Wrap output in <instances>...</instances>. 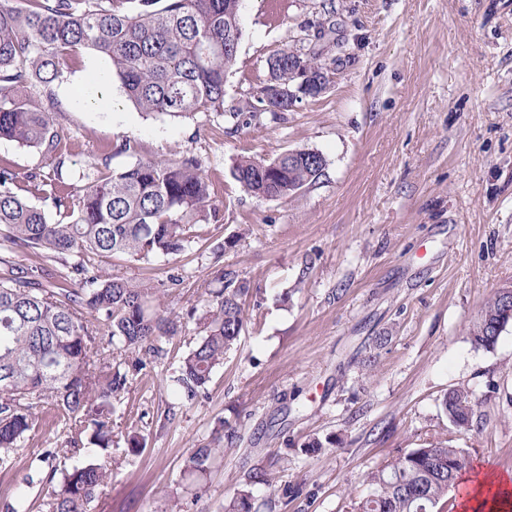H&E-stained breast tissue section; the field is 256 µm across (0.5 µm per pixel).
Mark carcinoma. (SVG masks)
Wrapping results in <instances>:
<instances>
[{"label":"carcinoma","instance_id":"obj_1","mask_svg":"<svg viewBox=\"0 0 512 512\" xmlns=\"http://www.w3.org/2000/svg\"><path fill=\"white\" fill-rule=\"evenodd\" d=\"M239 0H0V138L40 150L53 164V177H28L30 191L51 200L58 219L18 192V175L0 165V228L5 240L32 252L25 265L0 259V469L13 464L16 448L46 424L75 433L103 452L112 448L115 402L127 373L112 363V350L141 371L162 351L159 342L177 333V322L161 310L160 293L150 280L131 281L97 269V257L123 255L149 263L158 255H177L197 238L194 227L216 213L200 159H140L109 170L96 163L78 175L71 189L62 181L63 136L56 128L57 103L49 89L92 50L107 58L128 99L147 114L193 117L224 111V81L236 63L240 33ZM303 37L267 60L269 77L254 100L232 109L248 125L259 112L288 111V90L302 78L288 76V63L316 75L328 74L314 51L319 33L299 26ZM288 162L284 151L272 160L242 157L235 178L255 196L284 199L316 184L324 158ZM68 255L75 261L65 274L46 283L40 258ZM246 284H225L203 300L198 325L203 332L180 365L177 392L195 399L245 326L242 298ZM512 315L496 291L469 330L470 341L490 350ZM476 400L465 388L442 400L449 423L458 431L473 423ZM222 451L220 439L191 454L186 471L201 481ZM57 449L32 459L8 512H31L28 489L46 491L48 512H88L112 471L95 458L69 469L51 467L34 479V463H47ZM461 448L437 441L413 448L392 465L370 473L371 492L355 512H435L448 490L470 469ZM270 484L263 471L248 476L224 512H252L251 487Z\"/></svg>","mask_w":512,"mask_h":512}]
</instances>
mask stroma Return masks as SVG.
<instances>
[{
	"label": "stroma",
	"mask_w": 512,
	"mask_h": 512,
	"mask_svg": "<svg viewBox=\"0 0 512 512\" xmlns=\"http://www.w3.org/2000/svg\"><path fill=\"white\" fill-rule=\"evenodd\" d=\"M301 24L322 31L326 90L237 124L229 108L263 85L267 58ZM241 30L222 114L141 112L89 50L53 84L64 176L191 154L217 208L180 254L102 262L163 286L182 330L129 373L112 483L89 512H222L256 469L272 483L254 487L252 512H353L370 472L446 438L481 470L512 475V324L494 349L469 339L483 304L512 287V0H242ZM98 75L107 100L92 106L84 91ZM126 139L131 151L105 156L104 144ZM291 149L323 155L312 187L265 199L236 181L241 157ZM0 164L50 171L38 150L3 138ZM220 274L252 291L245 327L186 402L171 379L201 337L189 314ZM460 387L477 401L461 432L441 406ZM134 431L146 442L137 454ZM217 436L223 458L204 481L187 479V458ZM314 440L322 450L305 451ZM63 445L50 426L15 451L0 470V512L43 449H57V469L73 465Z\"/></svg>",
	"instance_id": "obj_1"
}]
</instances>
